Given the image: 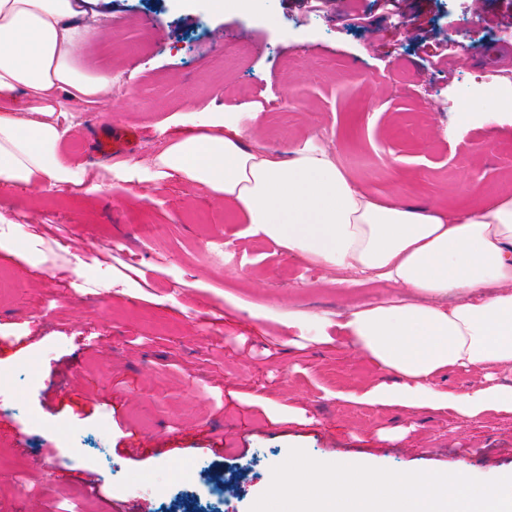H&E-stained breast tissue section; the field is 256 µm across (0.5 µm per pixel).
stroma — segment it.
Returning <instances> with one entry per match:
<instances>
[{
	"label": "stroma",
	"instance_id": "1",
	"mask_svg": "<svg viewBox=\"0 0 512 512\" xmlns=\"http://www.w3.org/2000/svg\"><path fill=\"white\" fill-rule=\"evenodd\" d=\"M83 58L111 71L97 108L62 98L60 151L106 178L99 134L135 130L126 164L192 122L232 113L249 146L326 150L372 196L452 217L512 196V122L485 85L512 92V0H99ZM369 17V29L351 24ZM453 42L443 62L419 46ZM476 115L459 126L457 104ZM22 247L0 250V512H250L291 449L398 472L512 473V412L474 418L382 403L392 376L347 337L289 328L336 323L403 291L340 283L246 236L240 216L176 178L0 185ZM180 295H173V288ZM81 464H69L71 455ZM197 468L190 483L179 480ZM100 480L98 500L86 483ZM148 482L164 496L129 493Z\"/></svg>",
	"mask_w": 512,
	"mask_h": 512
}]
</instances>
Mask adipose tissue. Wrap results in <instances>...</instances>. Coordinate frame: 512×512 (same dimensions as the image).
<instances>
[{
  "label": "adipose tissue",
  "mask_w": 512,
  "mask_h": 512,
  "mask_svg": "<svg viewBox=\"0 0 512 512\" xmlns=\"http://www.w3.org/2000/svg\"><path fill=\"white\" fill-rule=\"evenodd\" d=\"M98 0H0V183H68L101 192L65 159L56 111L68 97L97 106L108 73L86 72L79 52L96 38ZM179 177L240 215L247 236L310 264L406 289L411 301L353 311L336 330L395 381L382 399L449 408L472 418L512 411V388L442 393L452 368L512 373V199L458 219L369 196L322 150L290 158L247 146L231 116L214 112L173 140L153 168L123 180Z\"/></svg>",
  "instance_id": "obj_1"
}]
</instances>
